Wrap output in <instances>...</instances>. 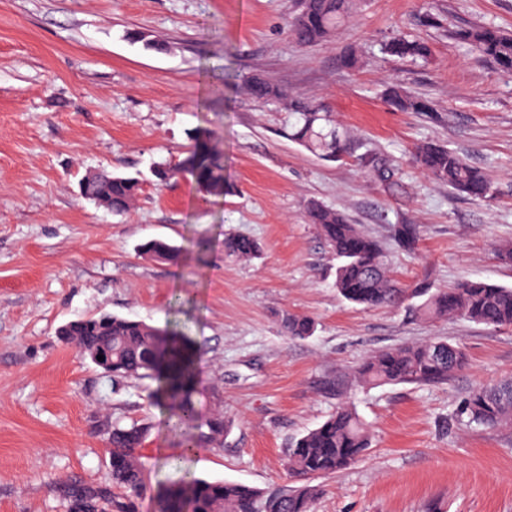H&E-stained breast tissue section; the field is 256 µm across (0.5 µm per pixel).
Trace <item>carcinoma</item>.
<instances>
[{
	"label": "carcinoma",
	"instance_id": "obj_1",
	"mask_svg": "<svg viewBox=\"0 0 512 512\" xmlns=\"http://www.w3.org/2000/svg\"><path fill=\"white\" fill-rule=\"evenodd\" d=\"M357 0H300V9L289 26V36L300 47L331 41L338 29L351 18ZM453 38L471 52L492 63L501 73L512 74V34L492 25H474L453 32ZM386 54L399 59L425 58L429 45L402 34L394 35L384 46ZM246 94L258 101L278 103L289 112L288 139L325 161H340L352 154L351 138L336 126L331 113L321 105L295 97L267 78L254 74L244 83ZM390 105L403 112H432L427 100L391 85L386 92ZM416 160L430 178L448 184L459 194L484 202L497 198L498 187L482 168L467 162L448 148L425 142L417 147ZM162 184L181 175L192 177L207 195H226L230 184L224 180L223 150L211 137L196 135L187 155L173 166L158 164L152 170ZM135 177L100 170L92 189L105 194L107 211L122 216L131 209L141 191ZM308 223L318 226L339 265L335 287L347 301L366 308L394 304L402 290L388 278L387 260L382 243L365 234L347 217L316 201L305 207ZM395 242L412 250L418 232L412 224H399ZM224 252L249 259L260 252V245L249 237L224 239ZM142 253L151 259L174 264L179 248L164 240L152 239L142 245ZM414 295L426 300L419 313L428 319L460 317L493 327H512V287L481 280H465L452 287L431 289L421 286ZM282 332L291 339H305L314 332L313 319L304 315H281ZM74 346L97 350L112 341L113 380L144 376L156 382L153 401L163 404L178 425L188 426L196 419L192 399L195 380L194 359L186 327L175 322L159 330L144 321L101 313L83 321ZM469 364L464 347L441 339L403 344L376 351L353 371V382L362 386L385 384L428 385L448 381ZM460 416L467 422L501 428L512 425V382L482 385L464 400ZM231 423L215 418L209 423L205 441L188 440L182 451L187 459L206 447H220ZM148 433L144 424L112 427V482L90 487L65 483L61 500L65 512H71V491L88 493L85 512H137L138 500L148 491L144 480L141 449ZM370 447L367 424L349 405L316 428L296 439L288 447L290 481L272 489H258L228 481L180 480L157 489L154 497L158 512H314L321 493L312 484L359 462Z\"/></svg>",
	"mask_w": 512,
	"mask_h": 512
}]
</instances>
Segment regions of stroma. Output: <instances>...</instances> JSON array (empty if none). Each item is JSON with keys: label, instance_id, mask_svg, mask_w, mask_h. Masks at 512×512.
<instances>
[{"label": "stroma", "instance_id": "obj_1", "mask_svg": "<svg viewBox=\"0 0 512 512\" xmlns=\"http://www.w3.org/2000/svg\"><path fill=\"white\" fill-rule=\"evenodd\" d=\"M299 0H0V512H63L62 482L109 481L113 424L149 423L145 480H174L168 458L186 431L149 403L148 379L120 382L63 344V324L109 312L163 328L186 323L196 349L197 433L224 416L218 449L194 477L266 488L289 479L290 441L352 402L373 433L366 456L320 479L315 512H512V428L457 424L474 388L512 378V328L427 320L414 299L365 308L336 288V257L304 218L308 201L343 212L380 240L392 282L447 288L467 279L512 286L496 245L512 240V75L452 39L493 24L512 32V0H361L333 44L298 47ZM405 32L427 60L381 47ZM358 67L342 66L348 48ZM259 73L321 103L357 144L325 162L283 134L288 113L250 98ZM433 101L401 112L390 83ZM207 131L224 148L232 193L202 199L179 177L155 185ZM460 152L497 184L493 202L453 193L415 161L422 141ZM382 159L380 178L360 156ZM142 179L128 215L86 200L88 171ZM413 224V250L394 245ZM261 246L242 260L224 240ZM163 239L177 263L140 246ZM311 317L291 340L282 313ZM432 336L462 344L468 367L448 382L337 390L372 352Z\"/></svg>", "mask_w": 512, "mask_h": 512}]
</instances>
